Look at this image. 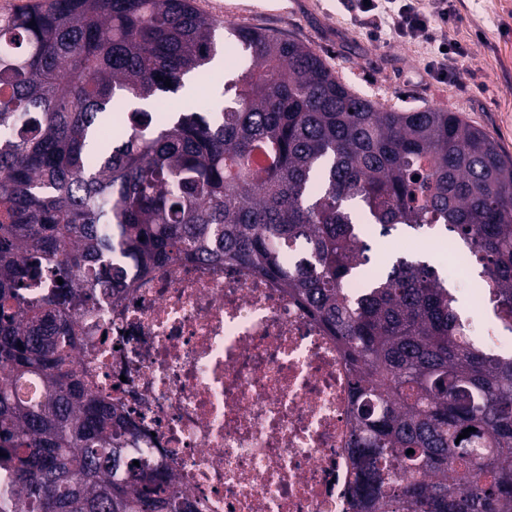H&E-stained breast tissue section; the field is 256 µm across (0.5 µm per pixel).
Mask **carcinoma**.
<instances>
[{
	"label": "carcinoma",
	"mask_w": 512,
	"mask_h": 512,
	"mask_svg": "<svg viewBox=\"0 0 512 512\" xmlns=\"http://www.w3.org/2000/svg\"><path fill=\"white\" fill-rule=\"evenodd\" d=\"M218 28L193 0L0 17V512L180 510L172 477L130 456L133 424L68 365L58 313L175 259L273 279L336 337L372 512H512V351L463 335L426 258L363 276L380 237L447 236L512 333V157L456 112L387 109L302 41L234 25L249 64L217 104L161 114L186 76L211 77ZM39 280L53 291L33 298ZM27 377L40 400L16 394Z\"/></svg>",
	"instance_id": "cac0c4a2"
}]
</instances>
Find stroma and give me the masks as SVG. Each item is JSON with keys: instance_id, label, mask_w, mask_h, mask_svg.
Segmentation results:
<instances>
[{"instance_id": "stroma-1", "label": "stroma", "mask_w": 512, "mask_h": 512, "mask_svg": "<svg viewBox=\"0 0 512 512\" xmlns=\"http://www.w3.org/2000/svg\"><path fill=\"white\" fill-rule=\"evenodd\" d=\"M220 22L294 36L352 89L387 107H443L489 132L512 155V0H458L461 18L443 30L468 52L460 86L441 82L422 48L379 42L360 30L338 0H193Z\"/></svg>"}]
</instances>
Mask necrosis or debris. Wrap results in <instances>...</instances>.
I'll list each match as a JSON object with an SVG mask.
<instances>
[{
  "label": "necrosis or debris",
  "mask_w": 512,
  "mask_h": 512,
  "mask_svg": "<svg viewBox=\"0 0 512 512\" xmlns=\"http://www.w3.org/2000/svg\"><path fill=\"white\" fill-rule=\"evenodd\" d=\"M69 315L86 391L132 421L192 512H349V367L277 281L173 261Z\"/></svg>",
  "instance_id": "1"
}]
</instances>
